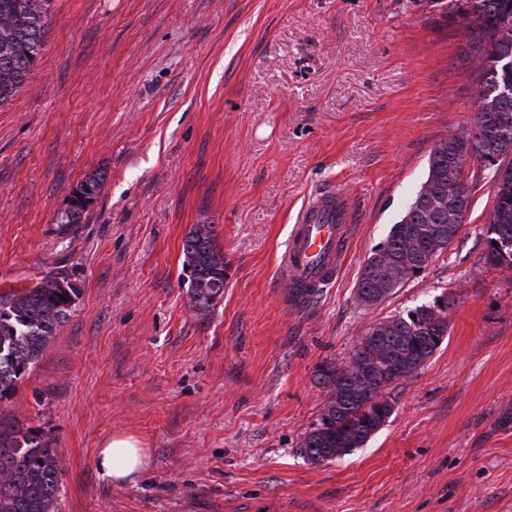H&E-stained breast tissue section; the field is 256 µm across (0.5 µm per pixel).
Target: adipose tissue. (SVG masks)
<instances>
[{"label": "adipose tissue", "mask_w": 512, "mask_h": 512, "mask_svg": "<svg viewBox=\"0 0 512 512\" xmlns=\"http://www.w3.org/2000/svg\"><path fill=\"white\" fill-rule=\"evenodd\" d=\"M148 451L127 432L113 433L99 448L96 468L101 478L119 484L140 474L147 466Z\"/></svg>", "instance_id": "obj_1"}]
</instances>
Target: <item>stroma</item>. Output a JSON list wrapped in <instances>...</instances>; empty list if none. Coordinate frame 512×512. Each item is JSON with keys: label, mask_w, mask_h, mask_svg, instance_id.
<instances>
[{"label": "stroma", "mask_w": 512, "mask_h": 512, "mask_svg": "<svg viewBox=\"0 0 512 512\" xmlns=\"http://www.w3.org/2000/svg\"><path fill=\"white\" fill-rule=\"evenodd\" d=\"M26 87L0 107V295L76 282L40 362L0 419L49 431L61 512H512V268L486 264L496 187L464 175L457 239L383 302L363 263L423 180L431 150L472 128L481 53L413 0H53ZM101 172L83 224L70 192ZM358 217L336 282L294 307L278 257L319 185ZM215 228L224 295L195 309L193 225ZM452 298L448 335L387 390L393 413L323 464L301 440L322 412L317 365L380 321ZM116 431L147 468L105 482Z\"/></svg>", "instance_id": "stroma-1"}]
</instances>
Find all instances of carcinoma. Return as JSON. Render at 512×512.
<instances>
[{"instance_id": "carcinoma-1", "label": "carcinoma", "mask_w": 512, "mask_h": 512, "mask_svg": "<svg viewBox=\"0 0 512 512\" xmlns=\"http://www.w3.org/2000/svg\"><path fill=\"white\" fill-rule=\"evenodd\" d=\"M461 20L483 50L476 125L436 145L425 179L367 258L358 288L373 306L419 274L457 238L469 207L463 179L468 157L477 172L494 169L495 202L485 239V263L512 268L494 242L512 240V0H426ZM52 0H0V106L25 86L43 49ZM191 300L207 309L224 294V253L212 226L196 224L183 243ZM79 289L48 275L33 288L0 297V398L34 365L65 323ZM448 298L421 305L370 327L347 362L325 361L315 370L327 402L301 448L313 463L333 461L362 447L391 416L383 393L412 376L448 335ZM62 465L55 439L37 426L0 420V512H59Z\"/></svg>"}]
</instances>
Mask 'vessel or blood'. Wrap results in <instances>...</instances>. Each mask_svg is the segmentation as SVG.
I'll return each instance as SVG.
<instances>
[{"mask_svg":"<svg viewBox=\"0 0 512 512\" xmlns=\"http://www.w3.org/2000/svg\"><path fill=\"white\" fill-rule=\"evenodd\" d=\"M355 228V214L334 186L320 187L309 197L279 258L293 305H302L335 282Z\"/></svg>","mask_w":512,"mask_h":512,"instance_id":"obj_1","label":"vessel or blood"}]
</instances>
